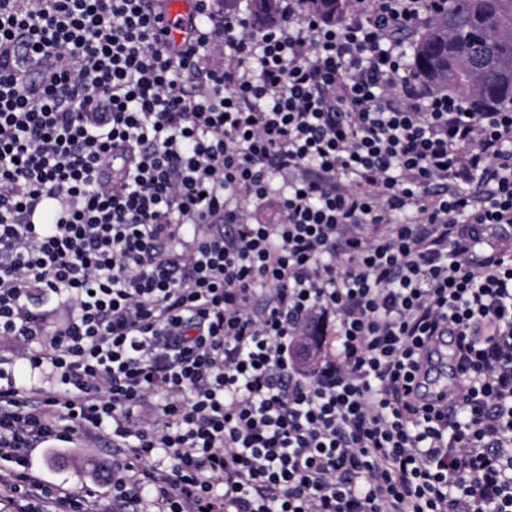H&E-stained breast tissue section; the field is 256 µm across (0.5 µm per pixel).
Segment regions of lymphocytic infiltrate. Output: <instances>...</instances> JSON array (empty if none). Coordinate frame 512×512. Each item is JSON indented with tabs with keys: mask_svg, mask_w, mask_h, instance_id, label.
<instances>
[{
	"mask_svg": "<svg viewBox=\"0 0 512 512\" xmlns=\"http://www.w3.org/2000/svg\"><path fill=\"white\" fill-rule=\"evenodd\" d=\"M280 4L0 0V503L102 439L112 512H512V109L409 80L436 0ZM192 3L191 0H171L163 5V10L166 13L165 16L172 24L171 35L176 41H180L187 35L186 24H183L182 28L176 24L182 18H187L192 8ZM232 0L224 3V12H235L248 14L251 17L252 12L265 16L268 20L275 18L279 14V0Z\"/></svg>",
	"mask_w": 512,
	"mask_h": 512,
	"instance_id": "lymphocytic-infiltrate-1",
	"label": "lymphocytic infiltrate"
}]
</instances>
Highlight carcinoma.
<instances>
[{
  "label": "carcinoma",
  "instance_id": "1",
  "mask_svg": "<svg viewBox=\"0 0 512 512\" xmlns=\"http://www.w3.org/2000/svg\"><path fill=\"white\" fill-rule=\"evenodd\" d=\"M336 17L347 0H307ZM251 11L271 20L280 0H250ZM409 40L408 77L464 102L472 111L512 107V0H444L431 24L402 35Z\"/></svg>",
  "mask_w": 512,
  "mask_h": 512
}]
</instances>
